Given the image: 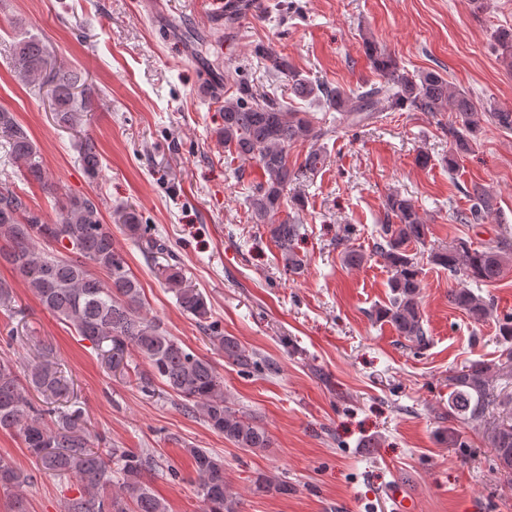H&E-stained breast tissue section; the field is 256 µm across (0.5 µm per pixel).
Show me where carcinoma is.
Instances as JSON below:
<instances>
[{
	"label": "carcinoma",
	"mask_w": 512,
	"mask_h": 512,
	"mask_svg": "<svg viewBox=\"0 0 512 512\" xmlns=\"http://www.w3.org/2000/svg\"><path fill=\"white\" fill-rule=\"evenodd\" d=\"M492 38L499 58L512 66V29H497ZM364 44L371 67L381 77L365 90L347 91L312 82L302 77L286 56H273L270 61L273 70L288 79L296 98L323 103L339 114L337 121L346 128L365 125L383 108L423 112L433 118L452 113V120L440 124V130L451 145L448 169H455L458 157L470 151L480 131L472 96L451 86L436 70H407L372 37L364 38ZM7 51L19 80L43 87L39 78L48 65L46 44L34 37L17 38ZM224 77L236 90L235 95L224 99V124L218 135L224 148L241 161L229 168V175L240 183L246 173L244 163L258 162L261 179L248 186L247 213L253 223L268 225L283 264L289 272L298 273L303 260L296 245L304 236V225L290 215L281 216L282 207L288 187L326 168L329 156L325 147H312L295 167L288 162V147L317 142L332 129L320 125L311 112L293 109L267 93L253 91L240 80L235 68H227ZM48 84L59 123L76 125L83 113L93 111L94 101L77 72L59 68L49 73ZM0 147L24 180L47 183L37 143L14 113L4 107L0 108ZM78 162L88 177L98 176L101 157L92 137L80 139ZM467 196L470 206L465 212L454 213L455 220L479 224L492 215L494 197L489 190L475 185ZM102 205L99 197L68 194L59 201L56 220L48 223L30 208L26 197L9 180L1 181L0 260L13 267L45 309L97 347L107 372L127 369L134 351L149 367L136 378L143 393H153V384L159 380L182 399L186 411L200 410L207 425L236 447L248 451L269 447L265 429L232 407L224 393V378L213 364L171 336L160 321L141 314L142 288L112 239V230L103 220ZM116 218L136 246L154 261L157 276L174 293L178 306L196 319L224 358L243 372L256 367L253 355L235 337L224 335L210 322L206 297L173 261L166 241L151 225L143 223L141 214L124 207L117 211ZM428 233L429 227L411 199L399 192L387 196L373 253L392 271L388 283L391 297L388 304L375 310L374 316L419 348L429 338L421 313L418 256L409 246L425 244ZM431 260L451 273L461 265L463 276L481 284L502 276L507 253L498 241L474 247L460 239L448 249L433 253ZM97 269L106 273L107 280L96 275ZM448 302L474 323L496 319L499 336L506 343L495 363L474 361L448 377V421L478 422L495 409L507 411L512 397L501 396L492 384V375L512 377V316L499 317L491 298L468 287L451 290ZM73 386L72 377L48 348L37 350L35 361L22 375L12 363L0 360V431L21 436L38 471L71 475L81 484L79 496L64 502V512H166V505L149 486L148 475L157 468L152 456L100 447L103 438L92 431L83 410L62 405ZM488 438L497 470L511 477L512 416L489 423ZM190 455L202 512H240L239 501L227 491L224 461L202 448L191 449ZM30 480V475L0 458V490L15 493L13 512H26L19 490ZM257 489L286 494L288 481L261 477Z\"/></svg>",
	"instance_id": "cac0c4a2"
}]
</instances>
